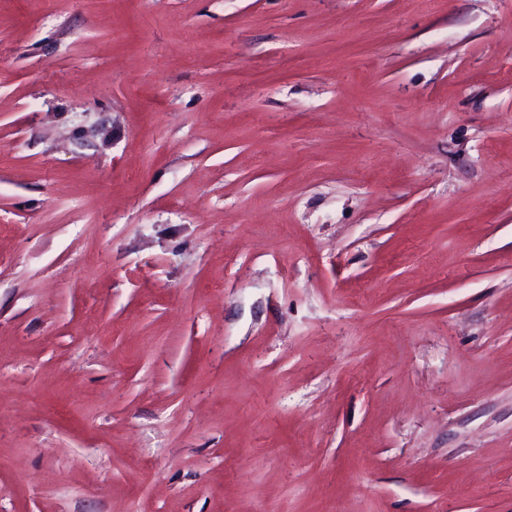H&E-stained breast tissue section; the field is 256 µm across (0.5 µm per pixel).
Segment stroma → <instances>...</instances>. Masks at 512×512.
<instances>
[{"instance_id": "stroma-1", "label": "stroma", "mask_w": 512, "mask_h": 512, "mask_svg": "<svg viewBox=\"0 0 512 512\" xmlns=\"http://www.w3.org/2000/svg\"><path fill=\"white\" fill-rule=\"evenodd\" d=\"M0 512H512V0H0Z\"/></svg>"}]
</instances>
